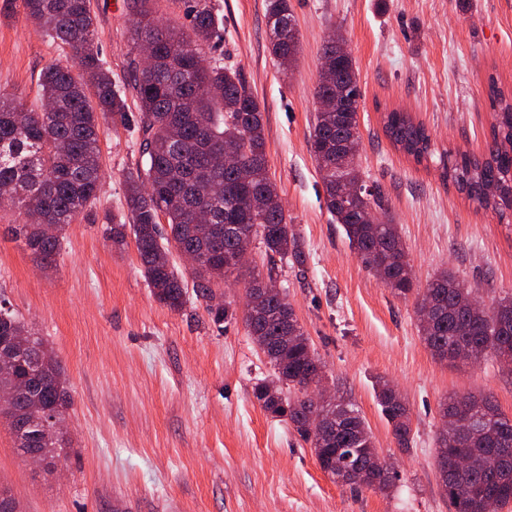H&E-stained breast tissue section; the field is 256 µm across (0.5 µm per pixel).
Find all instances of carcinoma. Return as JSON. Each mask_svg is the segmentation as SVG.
I'll return each mask as SVG.
<instances>
[{
    "mask_svg": "<svg viewBox=\"0 0 512 512\" xmlns=\"http://www.w3.org/2000/svg\"><path fill=\"white\" fill-rule=\"evenodd\" d=\"M26 18L68 50L63 62L43 71L40 89L48 106L37 112L14 95L0 94V191L12 208L38 222L10 224L43 267L56 261L65 227L92 203L101 186V125L125 122L129 106L96 48L97 31L89 0H20ZM190 32L159 24L138 9L128 29L134 48L152 46L154 64L143 68L134 90L140 112L141 163L126 179V215L112 224V244H127L130 228L144 276L155 298L171 309L184 304L182 276L169 264L170 245L203 255L194 268L201 280L224 279L242 271L234 260L241 238L258 237L265 252L303 263L295 233L288 227L266 160V138L259 102L244 78L221 65L203 66V46L222 38V22L212 0H193ZM267 27L272 55L283 73L296 61L299 33L288 0H268ZM343 38L331 36L322 49V70L314 90L317 116L310 137L326 190V207L343 228L350 248L382 284L399 297L417 295L421 336L440 361H456L467 349L471 361L493 354L512 370V296L486 309L475 292L443 269L419 287L380 189L362 186L356 157L360 149L358 111L362 97L355 62L336 50ZM496 116L488 153H436L426 126L407 112L383 115L385 135L399 151L421 165L439 155L442 175L476 207L504 219L512 216V102L490 83ZM380 211L368 222L361 212ZM208 215L196 222L195 212ZM167 220L162 227L161 219ZM54 230L46 234L44 227ZM244 320L251 335L265 339L264 355L274 378L253 394L274 417L284 418L313 448L322 471L352 487L385 491L388 465L359 410L341 402L315 403L306 384L323 378L283 294L257 283L246 290ZM0 344L14 351V371L27 388L0 406L18 455L41 453L45 466L67 448L65 432L54 427L66 417L64 373L42 338L6 307L0 308ZM382 412L400 448L411 445L409 410L396 389L380 379L375 388ZM54 413L56 423L47 421ZM445 424L436 439V468L454 512H500L512 501V417L487 398L463 394L442 409ZM466 457L470 465L457 467Z\"/></svg>",
    "mask_w": 512,
    "mask_h": 512,
    "instance_id": "carcinoma-1",
    "label": "carcinoma"
}]
</instances>
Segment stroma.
I'll return each mask as SVG.
<instances>
[{"mask_svg":"<svg viewBox=\"0 0 512 512\" xmlns=\"http://www.w3.org/2000/svg\"><path fill=\"white\" fill-rule=\"evenodd\" d=\"M213 2L224 37L207 55L238 69L260 103L269 175L304 255L279 262L277 284L332 398L365 418L392 485L334 482L293 426L254 398L272 372L241 318L247 287L267 274L260 244L247 275L187 279L175 311L153 296L134 244L113 248L107 227L126 211L125 178L139 160L133 107L125 123L100 132L99 196L68 226L54 268L41 269L7 235L22 217L0 209V302L53 349L71 395V446L53 471L26 464L0 423V487L20 512H450L435 464L442 405L471 393L512 416V371L491 357L434 358L414 298L394 296L349 247L308 147L313 92L322 48L341 33L362 91L361 178L383 191L418 282L445 268L493 306L512 295V223L476 209L439 164L396 150L382 114L409 112L439 149L483 154L494 123L490 84L512 98V0H289L300 50L286 77L269 50L267 0ZM132 3L90 0L100 55L130 99L141 66L128 41ZM63 58L22 10L0 13V92L39 106V78ZM226 306L235 318L216 320ZM380 377L410 409L409 450L375 397Z\"/></svg>","mask_w":512,"mask_h":512,"instance_id":"35a3bbf8","label":"stroma"}]
</instances>
